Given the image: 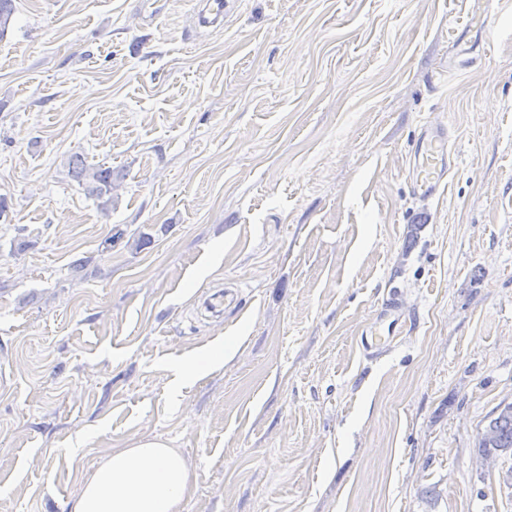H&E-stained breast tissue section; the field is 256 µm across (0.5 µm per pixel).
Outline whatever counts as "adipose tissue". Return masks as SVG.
<instances>
[{
  "instance_id": "adipose-tissue-1",
  "label": "adipose tissue",
  "mask_w": 512,
  "mask_h": 512,
  "mask_svg": "<svg viewBox=\"0 0 512 512\" xmlns=\"http://www.w3.org/2000/svg\"><path fill=\"white\" fill-rule=\"evenodd\" d=\"M191 471L176 450L151 438L116 448L87 480L71 512H183Z\"/></svg>"
}]
</instances>
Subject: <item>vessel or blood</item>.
Segmentation results:
<instances>
[{"label":"vessel or blood","mask_w":512,"mask_h":512,"mask_svg":"<svg viewBox=\"0 0 512 512\" xmlns=\"http://www.w3.org/2000/svg\"><path fill=\"white\" fill-rule=\"evenodd\" d=\"M230 9L229 0H206L199 11V22L205 27L219 26ZM447 157V131L442 128L427 129L410 158L411 182L416 194L427 198H438L444 194ZM406 327V316L394 313L385 329L371 331L362 336L361 345L367 351L386 348L403 335Z\"/></svg>","instance_id":"vessel-or-blood-1"}]
</instances>
